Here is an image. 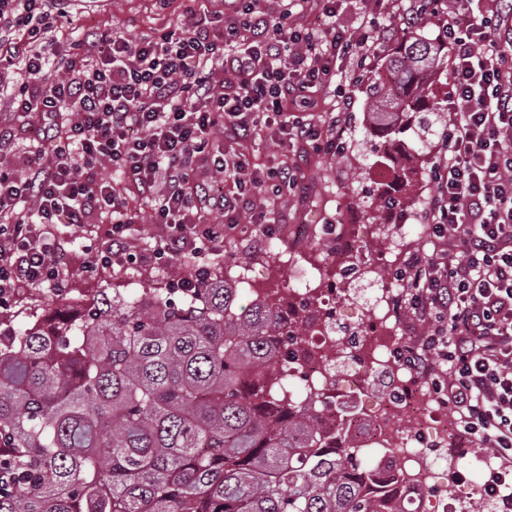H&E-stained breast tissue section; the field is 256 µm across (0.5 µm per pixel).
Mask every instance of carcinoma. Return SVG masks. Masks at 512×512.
<instances>
[{"label":"carcinoma","instance_id":"1","mask_svg":"<svg viewBox=\"0 0 512 512\" xmlns=\"http://www.w3.org/2000/svg\"><path fill=\"white\" fill-rule=\"evenodd\" d=\"M447 65L401 32L369 88L382 137L416 149ZM292 332L223 281L48 304L0 340V512H407L271 386Z\"/></svg>","mask_w":512,"mask_h":512}]
</instances>
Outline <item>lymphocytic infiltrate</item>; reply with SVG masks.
Returning <instances> with one entry per match:
<instances>
[{
  "label": "lymphocytic infiltrate",
  "mask_w": 512,
  "mask_h": 512,
  "mask_svg": "<svg viewBox=\"0 0 512 512\" xmlns=\"http://www.w3.org/2000/svg\"><path fill=\"white\" fill-rule=\"evenodd\" d=\"M69 0H0V97L15 121L0 123V306L16 288H59L66 275L50 224L107 218L108 245L87 271L124 267L141 216L166 236L151 254L159 265L197 262L180 287L211 275L226 231L250 222L272 230L274 210L256 199L286 194L292 173L240 149L268 128L283 146L338 152V140L307 106L336 80V60L352 58L359 75L377 73L383 39L372 18L356 30L337 26L336 0H224L222 10L187 7L179 28L132 41L90 33L54 55L43 43ZM327 20L300 29L294 6ZM438 22L448 41V126L437 150L425 219L433 250L406 267L413 309L427 312L424 374L446 379L448 406L465 435L506 461L484 484L512 512V0H487L474 14L443 0H412L394 28ZM231 149L211 152L215 133ZM30 150L15 154L19 137ZM206 157L213 176L196 182L192 162ZM108 162L112 178L97 168ZM222 223H210L211 214Z\"/></svg>",
  "instance_id": "obj_1"
}]
</instances>
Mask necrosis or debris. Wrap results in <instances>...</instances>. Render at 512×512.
I'll return each mask as SVG.
<instances>
[{
  "label": "necrosis or debris",
  "mask_w": 512,
  "mask_h": 512,
  "mask_svg": "<svg viewBox=\"0 0 512 512\" xmlns=\"http://www.w3.org/2000/svg\"><path fill=\"white\" fill-rule=\"evenodd\" d=\"M361 258L372 269L389 262L384 254L364 258L358 232L339 230L321 260L297 263L290 282H283L277 267L256 282V295L280 312L297 305L306 309L297 339L277 348L272 378L296 405L318 416L324 437L335 439L343 430L358 435L363 462L394 481L414 512H461L436 494L446 476L435 451L448 445V403L406 362L418 344L408 338L398 281L374 280L364 297L335 278ZM342 325L359 330L361 338L339 354L336 329ZM420 471L427 481L418 496L407 477Z\"/></svg>",
  "instance_id": "obj_1"
}]
</instances>
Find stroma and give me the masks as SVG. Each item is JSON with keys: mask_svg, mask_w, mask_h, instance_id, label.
<instances>
[{"mask_svg": "<svg viewBox=\"0 0 512 512\" xmlns=\"http://www.w3.org/2000/svg\"><path fill=\"white\" fill-rule=\"evenodd\" d=\"M185 0H74L70 18L55 22L49 39L58 50L65 51L86 33H121L135 38L159 30L176 28L184 14ZM353 103L349 111H341L334 90H327L324 101L318 102L313 114L321 125H330L333 117H340L344 136L340 153L331 155L309 152L300 148L282 150L275 140L262 135L248 147L254 160L287 161L297 170L299 184L275 203L281 224H307L312 231L301 238H282L277 247L264 248L259 244V233L243 234L233 231L224 236V253L233 257L240 267L249 269L252 277H261L265 267L279 263L282 253L299 257H316L330 241V229L344 221L366 226L365 248L374 252L393 253L403 259L405 252L419 253L424 243L418 237L425 225L427 202L434 190L432 167L434 148L448 123V88L436 81L430 99L429 118L432 130L423 145L404 152L399 157L384 160L381 139L369 120V85L357 82L351 85ZM389 163L394 176L406 179L403 190L396 195L397 206L380 202L384 186L376 178L382 163ZM408 227L412 241L410 249L397 244L396 225ZM51 232L64 247V260L69 274L61 290L45 287L17 289L8 306L0 307V330L19 329L47 302L62 299L76 302L96 294L102 288H117L130 294L144 288H168L175 275H186L192 260L176 262L174 268L162 267L144 256L145 247L163 238L165 229L158 224L133 225L129 243L143 257L132 268L88 273L84 266L87 249L104 247L108 242V227L104 224H55ZM488 458L487 467L466 473L470 488L469 501L477 512H499L498 506L488 500L482 488L492 470L501 460L495 449L489 448L465 434H456L451 447L440 449L438 463L447 466L449 457Z\"/></svg>", "mask_w": 512, "mask_h": 512, "instance_id": "35a3bbf8", "label": "stroma"}]
</instances>
